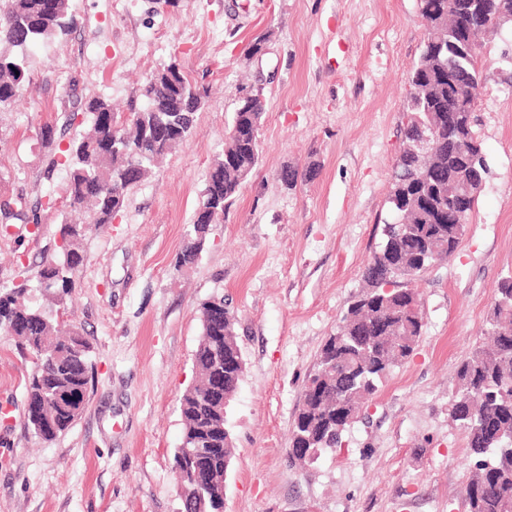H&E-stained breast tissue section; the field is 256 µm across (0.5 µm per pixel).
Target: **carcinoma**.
I'll return each mask as SVG.
<instances>
[{"label": "carcinoma", "mask_w": 512, "mask_h": 512, "mask_svg": "<svg viewBox=\"0 0 512 512\" xmlns=\"http://www.w3.org/2000/svg\"><path fill=\"white\" fill-rule=\"evenodd\" d=\"M501 0H420L425 26L437 31L436 19L448 5L457 17L448 19L444 39L423 44L409 76L418 94L407 97L401 130L408 140L421 126L432 125L433 140L425 155L402 150L388 196L391 213L402 215L405 228L386 222L382 241L364 270L366 289L344 312L336 333L323 344L317 366L304 387L306 400L297 410L291 441L309 453L292 454L313 462L341 446L379 384L415 351L423 328L421 300L405 286L436 262L450 258L467 230L469 216L457 219L448 200V184L468 179L476 168L487 170L482 142L475 131L482 76L478 56L455 53L458 34L472 39L495 26L512 25L498 18ZM77 26L71 0H3L0 4V110L28 90L27 49L41 41L60 39ZM140 104L126 115L108 100L79 101L92 123L91 133L72 139L62 151L67 169L65 200L86 223L60 224V251L37 272L43 297L56 306L74 287L73 274L83 264V241L94 224H108L127 192L142 182L151 166L172 153L195 131L202 94L172 61L149 75L138 88ZM265 102L243 96L233 112L223 156L210 167L198 200L192 231L177 266H194L201 257L210 227L219 223L243 178L261 160ZM398 283L391 291L386 284ZM22 285L0 287V333L17 339L32 359L34 371L26 385L24 425L43 441L68 430L84 409L79 392L89 383L90 347L78 327L59 324L40 303L24 299ZM222 297L201 304L202 340L194 356L195 383L180 400L183 436L173 456L182 512H212L209 488L224 482V468L234 453L232 435L224 434V418L206 397L216 387L236 395L245 363L237 339L238 320L230 309L221 320L209 313ZM490 344L474 348L458 366V388L449 401L453 422L467 438L474 459L463 488L471 512H512V276L499 283L498 298L487 317Z\"/></svg>", "instance_id": "carcinoma-1"}]
</instances>
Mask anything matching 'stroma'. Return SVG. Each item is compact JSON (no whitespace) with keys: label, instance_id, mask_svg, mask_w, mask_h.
Masks as SVG:
<instances>
[{"label":"stroma","instance_id":"stroma-1","mask_svg":"<svg viewBox=\"0 0 512 512\" xmlns=\"http://www.w3.org/2000/svg\"><path fill=\"white\" fill-rule=\"evenodd\" d=\"M77 27L28 50L30 88L0 111V204L41 222L0 228V284L35 287L57 252L66 171L47 172L90 121L74 96L127 111L170 59L209 96L196 130L93 227L64 308L91 347L81 416L50 442L23 413L30 356L0 335V512H180L172 470L180 400L195 381L199 307L223 297L245 371L228 407L235 457L224 512H469L473 459L448 417L457 368L485 340L512 275V31L485 38L476 130L489 172L455 254L413 286L419 345L380 385L340 450L299 465L295 413L320 349L364 289L390 217L408 77L425 38L419 0H72ZM266 38L267 51L248 55ZM266 104L262 158L198 263L176 265L243 88ZM52 126L53 142L41 136ZM301 171L295 186L279 175Z\"/></svg>","mask_w":512,"mask_h":512}]
</instances>
